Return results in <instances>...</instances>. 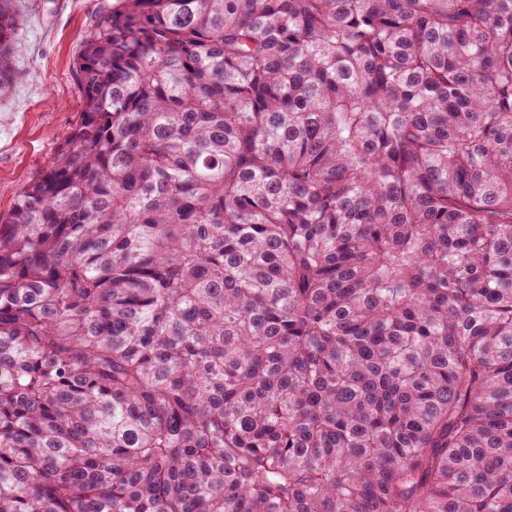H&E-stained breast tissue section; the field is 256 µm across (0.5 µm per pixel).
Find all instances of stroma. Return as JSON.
I'll return each instance as SVG.
<instances>
[{"mask_svg":"<svg viewBox=\"0 0 512 512\" xmlns=\"http://www.w3.org/2000/svg\"><path fill=\"white\" fill-rule=\"evenodd\" d=\"M108 0H18L15 59L23 78L0 95V215L47 164L80 116L73 69L81 41Z\"/></svg>","mask_w":512,"mask_h":512,"instance_id":"1","label":"stroma"}]
</instances>
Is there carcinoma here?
<instances>
[{"label":"carcinoma","mask_w":512,"mask_h":512,"mask_svg":"<svg viewBox=\"0 0 512 512\" xmlns=\"http://www.w3.org/2000/svg\"><path fill=\"white\" fill-rule=\"evenodd\" d=\"M74 71L0 512H512V0H119Z\"/></svg>","instance_id":"cac0c4a2"}]
</instances>
